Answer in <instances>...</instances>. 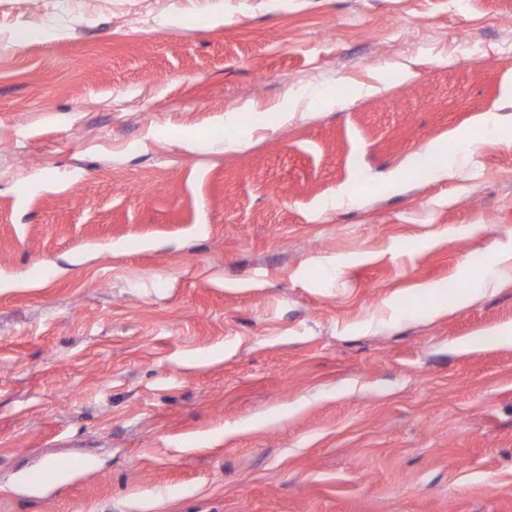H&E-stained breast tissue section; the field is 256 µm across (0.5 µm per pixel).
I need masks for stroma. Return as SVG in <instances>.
I'll use <instances>...</instances> for the list:
<instances>
[{
	"instance_id": "35a3bbf8",
	"label": "stroma",
	"mask_w": 512,
	"mask_h": 512,
	"mask_svg": "<svg viewBox=\"0 0 512 512\" xmlns=\"http://www.w3.org/2000/svg\"><path fill=\"white\" fill-rule=\"evenodd\" d=\"M500 252L512 0H0V512H512ZM512 281V253L497 254L482 270L471 289V294L498 285L501 282Z\"/></svg>"
}]
</instances>
